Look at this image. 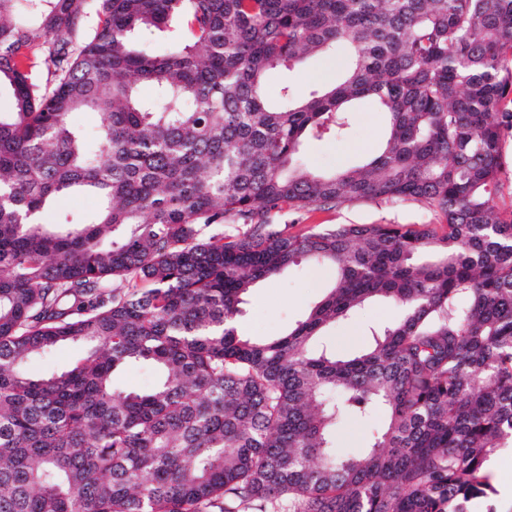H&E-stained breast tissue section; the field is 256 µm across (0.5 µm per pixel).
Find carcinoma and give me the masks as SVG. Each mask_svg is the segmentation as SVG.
<instances>
[{"label":"carcinoma","instance_id":"cac0c4a2","mask_svg":"<svg viewBox=\"0 0 512 512\" xmlns=\"http://www.w3.org/2000/svg\"><path fill=\"white\" fill-rule=\"evenodd\" d=\"M177 23L160 51L131 34ZM333 54L305 94L266 74ZM0 512H471L512 448V0H0ZM143 85L156 89L141 99ZM381 148L312 172L353 103ZM98 116L92 135L76 112ZM89 219L45 224L58 197ZM411 201L429 224L271 213ZM241 224L244 232H226ZM335 279L288 333L238 334L257 283ZM373 301L361 350H314ZM72 345L32 379L34 357ZM155 369L146 392L114 388ZM380 417L343 455L347 421ZM97 208L95 198L87 195H72L59 198L45 211L42 220L46 224L68 220H80ZM79 354L80 351L76 347H62L51 356L33 358L26 365V374L34 379L43 377L51 371L59 370L68 366L78 357ZM153 381L151 371L145 367H127L113 375V385L124 390H145Z\"/></svg>","mask_w":512,"mask_h":512}]
</instances>
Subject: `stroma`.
<instances>
[{
  "label": "stroma",
  "instance_id": "stroma-1",
  "mask_svg": "<svg viewBox=\"0 0 512 512\" xmlns=\"http://www.w3.org/2000/svg\"><path fill=\"white\" fill-rule=\"evenodd\" d=\"M335 57L314 58L289 73L270 71L266 78L269 99H277L282 84H291L297 92L336 79ZM385 117L372 101H364L355 113L346 140L326 138L305 145L303 155L308 166L321 173L349 167L374 153L383 138ZM434 216L410 202H352L336 207L313 206L301 212L281 211L276 223L290 225L292 232L305 233L326 224H426ZM335 272L329 267L305 263L281 275L258 283L250 292L237 321L240 335L265 340L280 335L303 319L309 307L326 292ZM396 316L385 303L367 307L351 320L336 324L324 338L337 354L363 348L369 341V327L384 324Z\"/></svg>",
  "mask_w": 512,
  "mask_h": 512
}]
</instances>
